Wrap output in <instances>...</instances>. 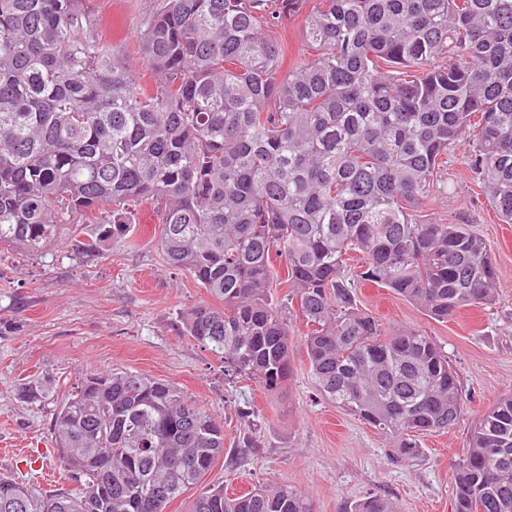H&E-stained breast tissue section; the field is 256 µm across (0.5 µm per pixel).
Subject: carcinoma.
Listing matches in <instances>:
<instances>
[{
    "mask_svg": "<svg viewBox=\"0 0 512 512\" xmlns=\"http://www.w3.org/2000/svg\"><path fill=\"white\" fill-rule=\"evenodd\" d=\"M306 2L157 0L142 29L145 89L84 0H0V246L103 255L152 204L167 266L223 303L185 308L180 331L271 397L292 377L271 294L284 263L319 398L413 459L420 437L459 422L457 380L432 338L385 330L355 292L381 285L438 321L492 303L484 240L419 209L466 138L483 194L512 224V0H321L308 13ZM302 12L306 49L285 73L274 32ZM55 392L42 377L15 396ZM51 430L75 489L0 475V512H142L153 481L166 490L155 512H167L224 453V423L204 405L127 370L86 376ZM453 481L454 512H512V394L481 417ZM190 512L314 507L276 485L208 489ZM340 512L398 507L368 495Z\"/></svg>",
    "mask_w": 512,
    "mask_h": 512,
    "instance_id": "carcinoma-1",
    "label": "carcinoma"
}]
</instances>
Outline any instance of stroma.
I'll use <instances>...</instances> for the list:
<instances>
[{"label":"stroma","mask_w":512,"mask_h":512,"mask_svg":"<svg viewBox=\"0 0 512 512\" xmlns=\"http://www.w3.org/2000/svg\"><path fill=\"white\" fill-rule=\"evenodd\" d=\"M154 4L86 0L99 35L135 63L145 86L153 74L141 63L140 37ZM471 149L464 140L450 149L445 189L424 212L442 224L469 225L485 240L499 270L495 303L442 322L375 284L356 292L358 308L386 330L413 328L431 337L456 372L463 419L451 431L422 437L419 457L397 458L384 435L318 398L298 313L289 320L292 378L274 398L254 381L226 376L223 355L180 334V311L210 296L189 274L165 266L161 226L145 204L130 244L103 256L65 246L36 258L0 250V473L46 490L70 489L51 439L54 402L25 404L15 389L48 376L62 397L87 373L120 368L176 383L224 423L223 455L168 512H189L197 493L211 486L240 494L265 485L312 496L315 512H337L368 494L391 499L399 512H453L452 467L482 415L512 394V224L500 221L480 191Z\"/></svg>","instance_id":"stroma-1"}]
</instances>
